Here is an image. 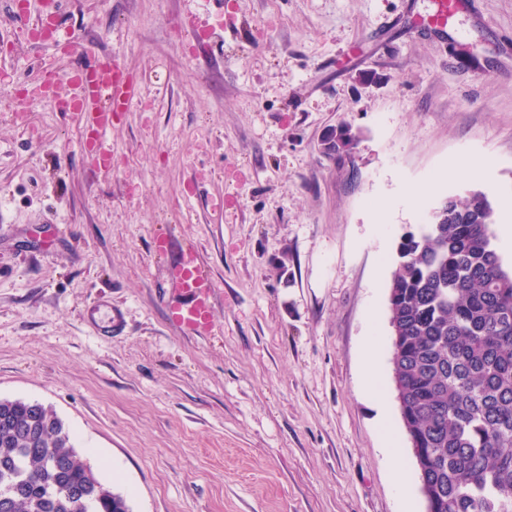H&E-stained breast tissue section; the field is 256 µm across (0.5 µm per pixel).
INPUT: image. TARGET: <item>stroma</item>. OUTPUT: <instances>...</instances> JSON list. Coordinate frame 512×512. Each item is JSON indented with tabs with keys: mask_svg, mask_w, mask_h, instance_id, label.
Masks as SVG:
<instances>
[{
	"mask_svg": "<svg viewBox=\"0 0 512 512\" xmlns=\"http://www.w3.org/2000/svg\"><path fill=\"white\" fill-rule=\"evenodd\" d=\"M433 8L68 0L76 41L56 45L19 39L0 0V399L50 406L132 512H425L391 364L397 246L445 199L512 192V0H468L442 38L418 30ZM95 59L137 91L107 170L25 91L45 65L64 93ZM338 125L360 134L343 160L321 149ZM185 241L216 282L206 336L167 319ZM370 336L385 429L361 392Z\"/></svg>",
	"mask_w": 512,
	"mask_h": 512,
	"instance_id": "stroma-1",
	"label": "stroma"
}]
</instances>
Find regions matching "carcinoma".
<instances>
[{
  "mask_svg": "<svg viewBox=\"0 0 512 512\" xmlns=\"http://www.w3.org/2000/svg\"><path fill=\"white\" fill-rule=\"evenodd\" d=\"M330 130L322 152H354ZM474 191L406 232L388 297L394 380L432 512H512V271ZM0 512H130L70 444L49 407L0 399Z\"/></svg>",
  "mask_w": 512,
  "mask_h": 512,
  "instance_id": "obj_1",
  "label": "carcinoma"
}]
</instances>
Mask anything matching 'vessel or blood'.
<instances>
[{
	"instance_id": "vessel-or-blood-1",
	"label": "vessel or blood",
	"mask_w": 512,
	"mask_h": 512,
	"mask_svg": "<svg viewBox=\"0 0 512 512\" xmlns=\"http://www.w3.org/2000/svg\"><path fill=\"white\" fill-rule=\"evenodd\" d=\"M465 0H437L429 16L427 31L447 32L449 13L463 10ZM68 111L80 113L87 131L86 143L99 166L112 163L106 137L119 112L132 102L131 86L115 68L94 65L72 73L63 96ZM169 277L183 298L171 302L168 317L172 325L188 336L204 335L211 326L215 284L211 273L201 264L194 247L183 249L169 269Z\"/></svg>"
}]
</instances>
